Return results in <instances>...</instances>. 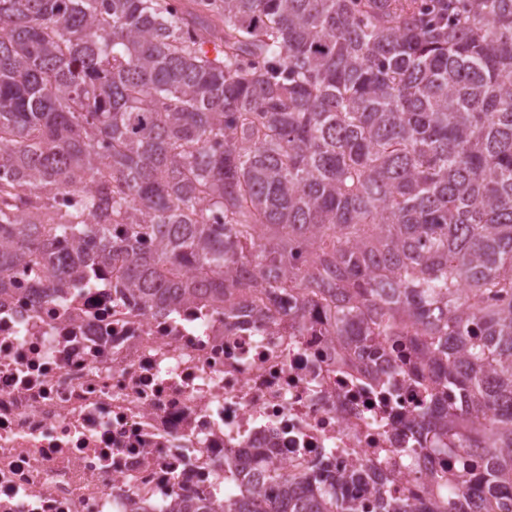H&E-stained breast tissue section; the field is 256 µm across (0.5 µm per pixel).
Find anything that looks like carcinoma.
Instances as JSON below:
<instances>
[{
    "label": "carcinoma",
    "instance_id": "cac0c4a2",
    "mask_svg": "<svg viewBox=\"0 0 512 512\" xmlns=\"http://www.w3.org/2000/svg\"><path fill=\"white\" fill-rule=\"evenodd\" d=\"M27 263L410 337L458 399L427 433L484 459L376 512H512V0H0L1 294ZM361 479L271 469L221 512H361Z\"/></svg>",
    "mask_w": 512,
    "mask_h": 512
}]
</instances>
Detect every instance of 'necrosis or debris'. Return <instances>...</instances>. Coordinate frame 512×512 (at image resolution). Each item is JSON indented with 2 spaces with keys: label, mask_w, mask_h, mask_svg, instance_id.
I'll return each mask as SVG.
<instances>
[{
  "label": "necrosis or debris",
  "mask_w": 512,
  "mask_h": 512,
  "mask_svg": "<svg viewBox=\"0 0 512 512\" xmlns=\"http://www.w3.org/2000/svg\"><path fill=\"white\" fill-rule=\"evenodd\" d=\"M0 298V512H174L213 507L270 466L332 458L369 478L361 496L417 502L475 473L477 449L427 448L432 400L403 336L367 351L316 316L253 322L264 290L227 317L201 298L166 312L108 274L58 295L19 268ZM448 474L447 481L436 478Z\"/></svg>",
  "instance_id": "4bbe7bcc"
}]
</instances>
